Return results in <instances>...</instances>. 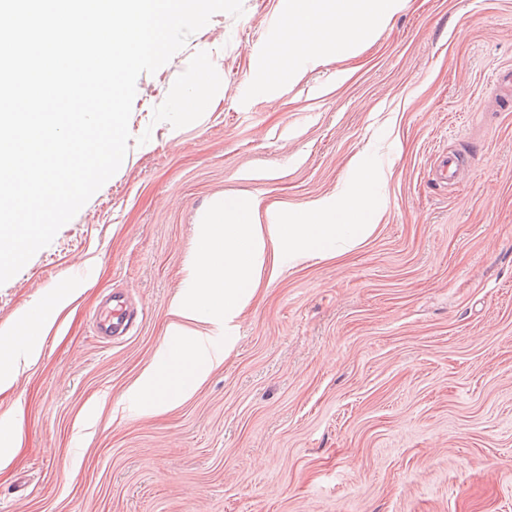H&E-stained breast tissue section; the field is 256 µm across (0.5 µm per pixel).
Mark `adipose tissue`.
Returning <instances> with one entry per match:
<instances>
[{
	"mask_svg": "<svg viewBox=\"0 0 512 512\" xmlns=\"http://www.w3.org/2000/svg\"><path fill=\"white\" fill-rule=\"evenodd\" d=\"M409 0H277V63L270 83L355 55L360 43L386 27ZM374 170L360 166L355 183L335 200H319L288 220L261 222L259 198H218L201 218L203 233L194 251L185 295L170 308L164 336L151 362L132 387L139 409L158 414L189 398L206 376L222 366L228 349L218 346L228 322L254 298L263 275L277 277L280 262L334 258L373 232L369 202ZM71 289H55L30 321L0 328V392L20 365L36 364L50 329L48 314L73 300Z\"/></svg>",
	"mask_w": 512,
	"mask_h": 512,
	"instance_id": "obj_1",
	"label": "adipose tissue"
}]
</instances>
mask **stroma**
Listing matches in <instances>:
<instances>
[{"mask_svg":"<svg viewBox=\"0 0 512 512\" xmlns=\"http://www.w3.org/2000/svg\"><path fill=\"white\" fill-rule=\"evenodd\" d=\"M275 5L214 14L139 76L119 170L0 285V327L60 280L78 294L0 392V512H512V94L492 91L512 0H410L355 57L270 88ZM202 78L214 103L182 108L171 89ZM448 151L451 183L435 176ZM358 157L377 174L372 236L282 265L231 322L223 366L138 414L126 392L199 213L223 194L304 208ZM116 293L138 316L113 341L95 320Z\"/></svg>","mask_w":512,"mask_h":512,"instance_id":"obj_1","label":"stroma"}]
</instances>
